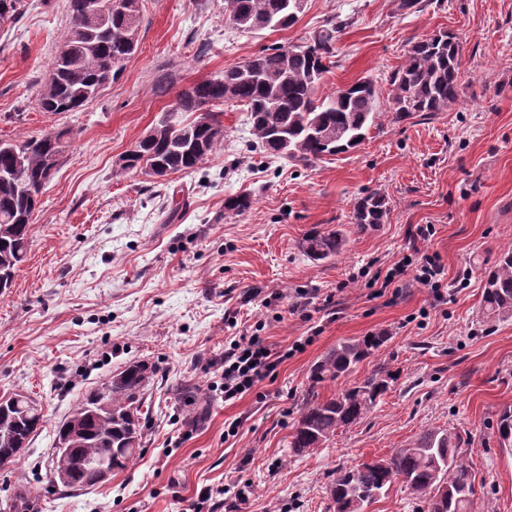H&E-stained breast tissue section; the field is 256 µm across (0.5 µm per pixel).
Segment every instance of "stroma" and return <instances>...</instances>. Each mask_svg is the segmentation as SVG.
Returning <instances> with one entry per match:
<instances>
[{
    "instance_id": "obj_1",
    "label": "stroma",
    "mask_w": 512,
    "mask_h": 512,
    "mask_svg": "<svg viewBox=\"0 0 512 512\" xmlns=\"http://www.w3.org/2000/svg\"><path fill=\"white\" fill-rule=\"evenodd\" d=\"M307 0L280 31L242 33L226 0H144L139 47L121 76L78 112L37 105L68 27L67 0H28L0 27V140L71 129L69 157L45 186L26 261L0 294V395L21 392L46 423L11 472L0 512L25 490L27 512H185L206 485H229L219 512H332L337 469L388 456L419 433L455 428L475 477L472 512H512V448L497 422L512 409V318L487 322L483 276L512 243V0ZM348 19L319 96L371 78L378 127L355 150L309 165L253 150L246 109L216 104L222 144L202 167L163 179L116 174L118 157L154 126L179 90L274 46ZM446 31L462 44V93L448 111L393 123L390 78L408 47ZM387 196L385 224L358 231L352 202ZM252 208L224 212L228 195ZM444 268L439 291L410 276L371 283L413 254L416 226ZM338 228L343 251L314 262L302 243ZM251 332L289 357L276 382L223 401L214 364ZM383 331L398 382L357 425L312 453L288 437L303 397L326 399L374 368L312 385L339 341ZM156 368L144 392L141 455L92 489L53 488L57 425L127 363ZM238 433L227 436L231 423ZM244 490L240 501L235 490Z\"/></svg>"
}]
</instances>
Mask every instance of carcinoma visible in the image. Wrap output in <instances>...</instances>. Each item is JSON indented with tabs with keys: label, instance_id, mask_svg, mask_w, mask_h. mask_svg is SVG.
<instances>
[{
	"label": "carcinoma",
	"instance_id": "cac0c4a2",
	"mask_svg": "<svg viewBox=\"0 0 512 512\" xmlns=\"http://www.w3.org/2000/svg\"><path fill=\"white\" fill-rule=\"evenodd\" d=\"M87 0H67L69 27L64 40L75 44L70 58L56 56L50 70L57 84L50 94L40 93L38 105L44 112H78L95 99L94 90L106 72L116 79L123 69L109 70L112 57H126L135 48L123 44L120 33L131 22L142 23L143 0H129L131 7L114 13L104 26H87L77 33ZM292 0H227L228 20L243 32L282 30L298 18ZM25 0H0V21H14L24 13ZM344 23L336 21L316 32L308 43L268 49L240 65H234L208 81L181 90L176 110L164 113L163 126L176 124L156 143L141 146L140 154L120 171H141L155 178L171 173L194 171L224 140L219 115L205 113L207 127L199 121L185 123L183 112H198L215 102L232 100L247 108V120L256 145L292 162L306 164L325 156L347 153L360 146L370 129L377 126L378 92L365 78L320 97L317 87L329 72L337 33ZM461 44L446 31L414 43L391 80L388 118L393 123L414 116L446 112L459 99ZM67 129H51L21 141H0V292L11 287L16 270L25 261L33 221L20 217L34 211L36 198L44 189L43 158L69 147ZM24 152L26 165L16 169L14 151ZM253 198L240 193L224 200V210L238 215L250 209ZM389 200L380 192H370L353 204V223L365 231L385 223ZM344 245L341 231H311L305 239V253L314 261L326 260ZM483 314L489 320L512 317V246L503 251L496 267L484 283ZM388 341L384 332H373L336 345L318 361L311 372L316 385L334 382L360 362L380 355ZM154 376L152 365L133 362L113 373L99 388L87 393L56 428L55 441L78 431L76 448H54L52 471L66 470L71 480L69 492L82 491L99 483L98 474L86 465L90 457L105 456L112 473L126 471L135 464L143 438V395ZM399 371L378 364L357 384L340 390L327 400L313 395L304 399L288 447L295 454L309 453L336 436L337 430L359 423L377 405ZM43 408L25 400L0 403V469L12 467L21 451L42 430ZM504 446L512 447V414L504 412L497 427ZM461 435L453 429H427L388 456L393 479L371 462L336 470L330 485L333 512H352L358 500L373 502L398 481L416 499L430 502L439 493H448L445 512H471L475 480L460 455Z\"/></svg>",
	"mask_w": 512,
	"mask_h": 512
}]
</instances>
